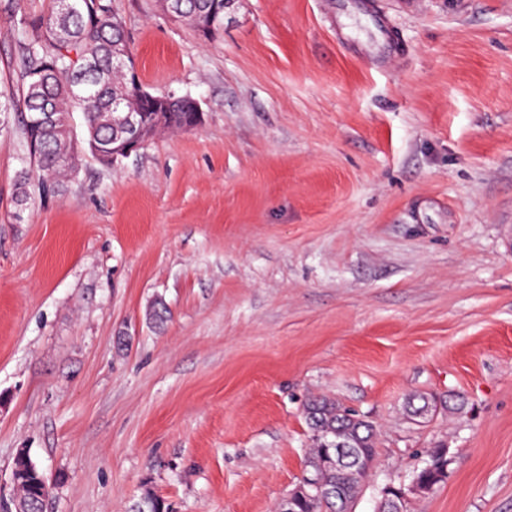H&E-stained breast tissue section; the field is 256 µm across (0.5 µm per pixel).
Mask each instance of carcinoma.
<instances>
[{
  "instance_id": "carcinoma-1",
  "label": "carcinoma",
  "mask_w": 512,
  "mask_h": 512,
  "mask_svg": "<svg viewBox=\"0 0 512 512\" xmlns=\"http://www.w3.org/2000/svg\"><path fill=\"white\" fill-rule=\"evenodd\" d=\"M74 7L61 14V0H51L44 15L24 14L19 20V47L25 85L22 99L0 100V113L20 114L29 168L21 172L16 204L28 202L27 184L31 172L42 179H58L74 172L83 156L89 154L102 163L112 164V140L119 132L112 127L109 113L118 101L147 93L134 87L129 79L112 67L109 45L123 36V23L110 9L108 0H73ZM213 0H173L169 15L195 27L207 36L224 28V15L201 25L199 19L211 14ZM167 99L165 130H180L192 99L187 96L160 94ZM79 112L84 119V134L77 138L71 119ZM307 424L312 432V446L306 457L304 475L323 488L336 483L346 489V499L353 501L368 474H354L348 469L326 468L322 459L340 431L375 459V426L364 417L343 409L325 397L313 398L305 406ZM453 458L447 449L438 448L411 470L409 480L437 487L449 476ZM14 501L22 512H44L50 493L43 473L29 458L16 456L13 466ZM133 512H171V505L154 494H146ZM298 512H336V501L308 498Z\"/></svg>"
}]
</instances>
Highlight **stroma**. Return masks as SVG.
<instances>
[{"label": "stroma", "mask_w": 512, "mask_h": 512, "mask_svg": "<svg viewBox=\"0 0 512 512\" xmlns=\"http://www.w3.org/2000/svg\"><path fill=\"white\" fill-rule=\"evenodd\" d=\"M110 2L144 87L203 125L20 211L0 117V512L23 448L44 512H274L316 395L378 427L355 512L440 444L407 512H512V0H231L207 37ZM50 5L0 0V94Z\"/></svg>", "instance_id": "stroma-1"}]
</instances>
